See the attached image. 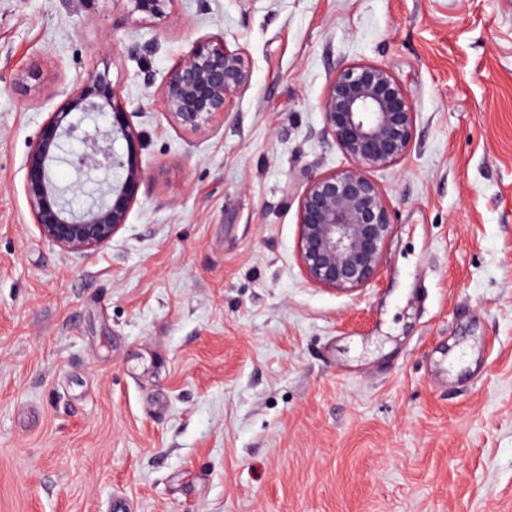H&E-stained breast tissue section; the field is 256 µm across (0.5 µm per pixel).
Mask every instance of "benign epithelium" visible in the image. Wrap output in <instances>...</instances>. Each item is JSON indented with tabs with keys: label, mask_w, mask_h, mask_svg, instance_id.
Masks as SVG:
<instances>
[{
	"label": "benign epithelium",
	"mask_w": 512,
	"mask_h": 512,
	"mask_svg": "<svg viewBox=\"0 0 512 512\" xmlns=\"http://www.w3.org/2000/svg\"><path fill=\"white\" fill-rule=\"evenodd\" d=\"M142 18L165 16L177 0H126ZM43 77L32 60L14 78L27 93ZM250 83L243 52L222 40L199 43L172 65L159 89L177 123L197 130L225 112L231 98ZM326 130L353 161L346 170L309 178L298 203L299 256L315 285L347 292L372 282L381 266L393 228L383 190L369 170L402 162L416 131L415 112L401 84L383 66L370 63L338 68L320 100ZM112 112V127L84 130L71 120ZM78 140L80 153L63 159L62 142ZM122 140L126 150L113 144ZM68 162L80 176L107 175L97 195L77 209L69 190L52 177L55 163ZM24 168L25 193L42 236L55 246L84 254L107 246L126 224L144 176L141 140L119 88L91 72L81 85L64 93L29 144Z\"/></svg>",
	"instance_id": "benign-epithelium-1"
}]
</instances>
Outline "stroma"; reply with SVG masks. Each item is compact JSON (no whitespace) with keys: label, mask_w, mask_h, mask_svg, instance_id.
Listing matches in <instances>:
<instances>
[{"label":"stroma","mask_w":512,"mask_h":512,"mask_svg":"<svg viewBox=\"0 0 512 512\" xmlns=\"http://www.w3.org/2000/svg\"><path fill=\"white\" fill-rule=\"evenodd\" d=\"M246 55L224 116L158 90L196 43ZM40 57L44 84L12 83ZM386 67L410 153L351 292L298 257L310 176L351 159L320 98ZM118 87L144 176L77 255L24 191L30 140L88 75ZM0 512H512V0H0ZM132 13H139L142 18L156 19L164 17L177 0H127Z\"/></svg>","instance_id":"stroma-1"}]
</instances>
